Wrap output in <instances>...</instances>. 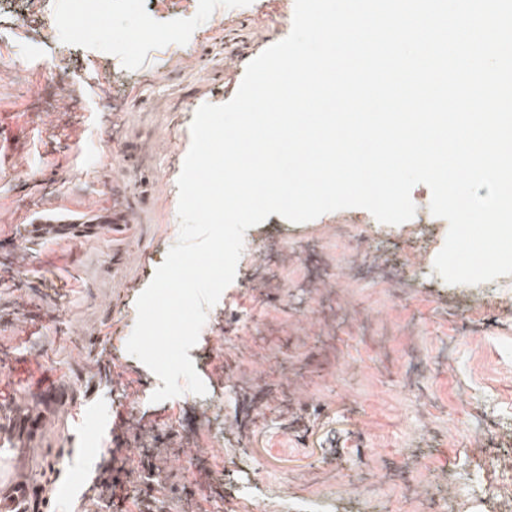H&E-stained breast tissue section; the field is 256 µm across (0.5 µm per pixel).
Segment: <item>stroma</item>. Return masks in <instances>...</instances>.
Listing matches in <instances>:
<instances>
[{
	"label": "stroma",
	"instance_id": "obj_1",
	"mask_svg": "<svg viewBox=\"0 0 512 512\" xmlns=\"http://www.w3.org/2000/svg\"><path fill=\"white\" fill-rule=\"evenodd\" d=\"M142 8L153 30L128 0H48L17 33L24 0L0 5V140L12 153L0 168V413L49 382L69 386L76 409L61 411L39 461L53 512H180L189 496L203 512H291L312 495L330 512H394L416 498L437 512H497L487 486L512 488V275L440 277L449 224L423 184L399 225L348 208L249 228L236 277L188 352L206 395L150 401L161 382L126 343L136 301L178 238L194 114L232 99L248 63L289 35L295 0ZM53 61L65 84L49 85ZM116 180L135 195L123 240L103 222ZM25 198L100 218L98 232L14 250ZM340 224L361 225L385 263L353 245L343 265L330 249ZM118 252L127 260L116 266ZM464 318L472 332L452 334ZM390 324L401 332L387 360L370 332ZM115 446L130 481L111 502L93 500L91 478ZM178 448L199 458L193 472ZM211 459L224 462L223 484ZM244 473L247 499L235 487Z\"/></svg>",
	"mask_w": 512,
	"mask_h": 512
}]
</instances>
